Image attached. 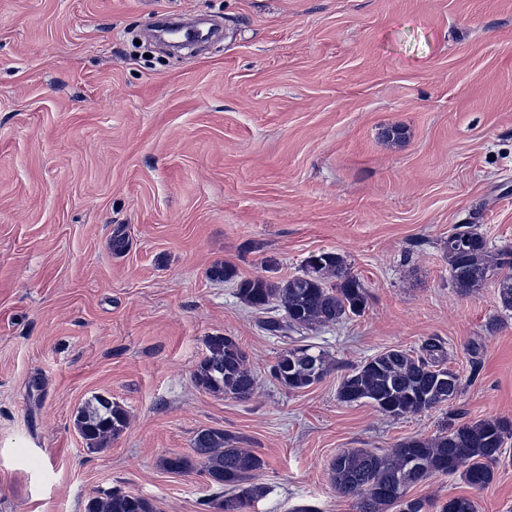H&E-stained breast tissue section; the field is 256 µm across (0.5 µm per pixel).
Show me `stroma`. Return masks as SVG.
<instances>
[{
    "mask_svg": "<svg viewBox=\"0 0 512 512\" xmlns=\"http://www.w3.org/2000/svg\"><path fill=\"white\" fill-rule=\"evenodd\" d=\"M165 11L223 36L169 51L146 37ZM468 223L512 249V0H0V512H84L112 489L214 512L205 476L161 466L202 427L264 460L249 512H356L330 479L340 450L512 419V311L490 281L458 296L442 250ZM323 250L368 302L306 332L331 367L294 392L270 374L284 342L208 271L281 280ZM216 333L247 354L251 400L194 383ZM430 336L463 380L452 404L338 400L351 366ZM100 393L130 421L91 451L74 418ZM469 493L512 512V462L476 493L409 491Z\"/></svg>",
    "mask_w": 512,
    "mask_h": 512,
    "instance_id": "1",
    "label": "stroma"
}]
</instances>
